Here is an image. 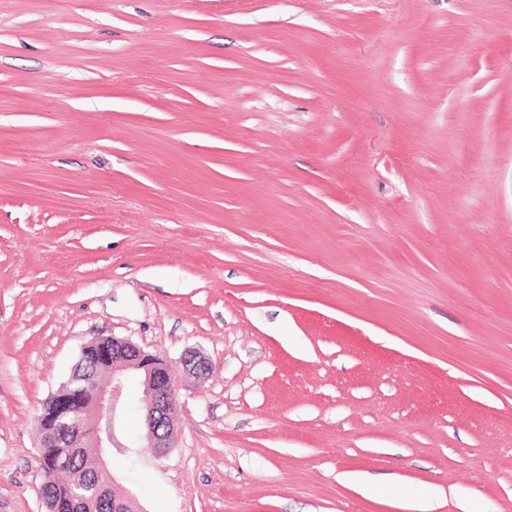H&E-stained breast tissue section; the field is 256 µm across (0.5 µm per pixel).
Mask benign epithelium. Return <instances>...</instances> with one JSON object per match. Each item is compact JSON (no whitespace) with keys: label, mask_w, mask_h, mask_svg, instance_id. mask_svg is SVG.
<instances>
[{"label":"benign epithelium","mask_w":512,"mask_h":512,"mask_svg":"<svg viewBox=\"0 0 512 512\" xmlns=\"http://www.w3.org/2000/svg\"><path fill=\"white\" fill-rule=\"evenodd\" d=\"M86 360L97 365L112 364L111 380L106 386L96 387L94 398L87 408L83 407V374L79 372ZM181 365L186 373L196 376L209 370L208 362L194 351L183 355ZM138 380L146 398L149 447L155 449L159 456L166 455L174 448L176 379L173 368L163 358L115 336L101 337L80 347L76 368L64 383V386L71 388L73 398L60 407L53 417L44 420L40 431V447L51 448L56 445L63 429L73 426L87 428L86 439L72 444V447L92 454L94 467L101 479L95 496L108 498L112 512H128L132 503L129 493L112 479L108 460L112 457V449L129 447L122 441L118 428L125 399Z\"/></svg>","instance_id":"obj_1"}]
</instances>
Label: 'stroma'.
<instances>
[{
	"label": "stroma",
	"instance_id": "1",
	"mask_svg": "<svg viewBox=\"0 0 512 512\" xmlns=\"http://www.w3.org/2000/svg\"><path fill=\"white\" fill-rule=\"evenodd\" d=\"M100 336L137 512H512V0H0V512ZM97 365L112 363L111 380L108 385L96 387L89 407H83L81 396L82 378L80 369L84 361ZM140 380L146 398L145 419L149 448H155L158 456L166 455L173 448L175 421L176 379L172 366L163 358L144 351L128 339L115 336L101 337L84 343L80 347L79 358L64 387H72L73 398L61 406L53 417L42 420L39 454L42 448H54L59 456H68L74 448L90 452L94 467L101 482L94 493L98 497V512H127L132 503L129 493L118 486L108 469L112 448H125L119 455L125 456L127 448L137 446L124 443L118 428L125 399L134 382ZM74 425L79 429L88 427L86 439L80 443H70L79 437L75 429L56 445L59 433ZM107 497L109 501L101 499Z\"/></svg>",
	"mask_w": 512,
	"mask_h": 512
}]
</instances>
